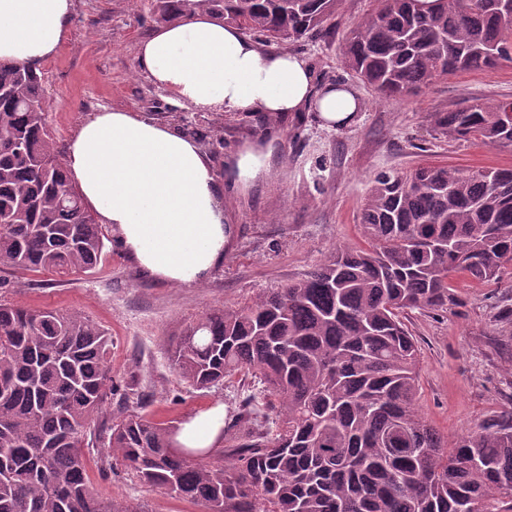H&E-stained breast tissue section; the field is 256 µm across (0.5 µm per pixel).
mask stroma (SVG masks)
I'll use <instances>...</instances> for the list:
<instances>
[{"mask_svg":"<svg viewBox=\"0 0 512 512\" xmlns=\"http://www.w3.org/2000/svg\"><path fill=\"white\" fill-rule=\"evenodd\" d=\"M373 0H344L324 35L292 45L326 83L347 84L364 101L353 122L329 128L315 114L296 117L202 113V147L215 171L244 145L271 150L268 167L248 186L224 184V212L235 235L223 263L201 284L186 288L143 276L116 246L93 273L65 278L50 273L0 272V298L38 310H76L112 339V399L94 419L86 451L94 492L142 512H200L198 506L137 481L103 445L113 422L134 411L127 389L146 394L155 419L176 426L220 404L225 416L251 399L258 420L270 413L252 380L236 376L222 388L198 391L173 371L167 351L184 326L217 307L237 308L257 296L304 278L339 249L362 243L361 208L370 179L380 170H409L425 163L512 168V147L453 140L434 131L432 113L474 100L512 98V63L458 72L429 88L388 99L342 62L340 48ZM139 0H74V15L55 56L41 64L48 121L66 148L83 119L109 109L153 112L169 124L170 101L136 69L141 40ZM404 322L420 349L418 405L448 439L512 411V280L478 284L453 274L442 309L410 310Z\"/></svg>","mask_w":512,"mask_h":512,"instance_id":"1","label":"stroma"}]
</instances>
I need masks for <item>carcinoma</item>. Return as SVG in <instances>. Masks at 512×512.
Masks as SVG:
<instances>
[{
  "mask_svg": "<svg viewBox=\"0 0 512 512\" xmlns=\"http://www.w3.org/2000/svg\"><path fill=\"white\" fill-rule=\"evenodd\" d=\"M342 55L385 97L512 63L500 0H376ZM342 0H148L146 19L202 11L267 48L319 36ZM44 73L0 61V265L59 277L101 262L108 236L68 178L49 127ZM507 103L436 112V131L512 146ZM369 247L336 252L306 277L191 322L168 350L179 377L210 390L243 374L273 417L245 409L228 448H176L175 428L139 411L107 447L139 479L201 512H512V412L450 442L418 406V346L406 309L448 303V277L502 280L512 266V169L439 164L373 175ZM112 339L87 315L0 301V512H143L88 484L84 449L112 396Z\"/></svg>",
  "mask_w": 512,
  "mask_h": 512,
  "instance_id": "cac0c4a2",
  "label": "carcinoma"
}]
</instances>
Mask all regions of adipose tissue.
<instances>
[{"label": "adipose tissue", "instance_id": "obj_1", "mask_svg": "<svg viewBox=\"0 0 512 512\" xmlns=\"http://www.w3.org/2000/svg\"><path fill=\"white\" fill-rule=\"evenodd\" d=\"M73 8V0H0V59L53 57ZM136 64L173 103L200 111H313L332 127L364 107L351 86L321 85L303 57L267 49L201 12L157 27L139 44ZM64 163L84 204L143 275L190 287L222 263L234 234L224 216L225 181L248 184L265 158L243 147L226 161L223 181L195 139L145 113L104 109L79 125ZM223 426V406H212L180 424L176 444L216 448Z\"/></svg>", "mask_w": 512, "mask_h": 512}]
</instances>
